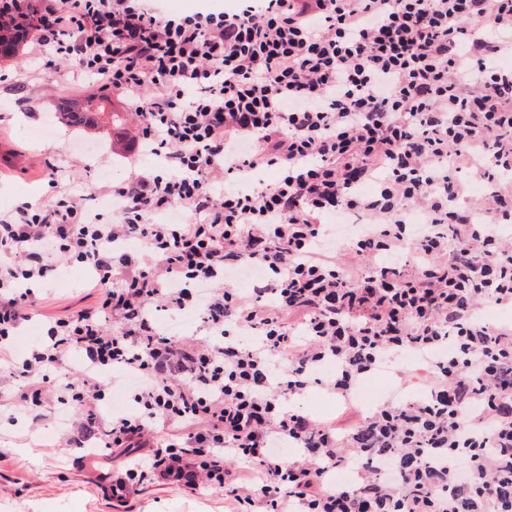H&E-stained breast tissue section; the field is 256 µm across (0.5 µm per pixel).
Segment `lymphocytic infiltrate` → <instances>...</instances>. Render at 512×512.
<instances>
[{"label": "lymphocytic infiltrate", "mask_w": 512, "mask_h": 512, "mask_svg": "<svg viewBox=\"0 0 512 512\" xmlns=\"http://www.w3.org/2000/svg\"><path fill=\"white\" fill-rule=\"evenodd\" d=\"M1 16L32 28L37 72L65 65L125 96L134 143L166 169L113 186L112 221L68 190L0 213L15 408L36 423L65 410V447L134 459L105 488L120 504L138 478L223 490L232 512H512V324L483 317L512 305V0H236L186 16L159 0H0ZM268 167L278 180L244 188ZM464 170L487 188L474 206ZM337 213L366 227L327 249ZM406 250L416 269L385 262ZM63 260L101 297L51 318L15 363L35 305L22 285ZM243 266L266 272L246 294L227 285ZM154 308L198 313L212 342L162 333ZM407 353L429 368L425 394L346 436L283 406L318 385L353 407ZM120 379L132 407L104 420ZM345 468L356 481L332 483Z\"/></svg>", "instance_id": "f902f5d3"}]
</instances>
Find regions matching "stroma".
I'll list each match as a JSON object with an SVG mask.
<instances>
[{"instance_id":"35a3bbf8","label":"stroma","mask_w":512,"mask_h":512,"mask_svg":"<svg viewBox=\"0 0 512 512\" xmlns=\"http://www.w3.org/2000/svg\"><path fill=\"white\" fill-rule=\"evenodd\" d=\"M1 73L7 79L0 81V146L9 148L14 161L0 164V210L12 209L21 188L41 190L42 206L58 191L73 188L110 220L113 184L157 171L158 160L133 147L131 124L85 132L61 123L60 112L91 94L85 76L35 74L23 54L0 60ZM47 121L52 124L48 135L42 132ZM89 281L86 267L73 261L61 266L55 280L35 285L39 302L17 331L14 354L23 355L35 339L45 337L46 319L96 303L99 291ZM429 377L421 362L400 359L393 372L361 381L357 409L364 414L393 395L419 396ZM21 383L16 372L0 369V512H225L223 491L190 493L159 483L141 485L126 505L114 507L100 476L118 468V461L84 448L59 453L62 423L35 426L29 414L12 409ZM296 407L323 421L342 424L348 418L337 396L316 385Z\"/></svg>"}]
</instances>
